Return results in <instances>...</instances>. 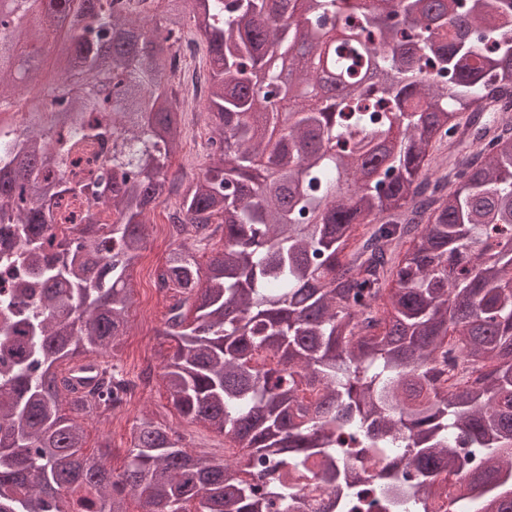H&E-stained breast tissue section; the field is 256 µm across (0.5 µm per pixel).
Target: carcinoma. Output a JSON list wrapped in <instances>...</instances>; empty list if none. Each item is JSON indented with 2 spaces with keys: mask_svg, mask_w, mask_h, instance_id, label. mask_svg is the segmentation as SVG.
Instances as JSON below:
<instances>
[{
  "mask_svg": "<svg viewBox=\"0 0 512 512\" xmlns=\"http://www.w3.org/2000/svg\"><path fill=\"white\" fill-rule=\"evenodd\" d=\"M0 0V512H512V0ZM200 37L210 164L171 236L159 335L168 399L216 460L141 415L119 473L80 417L128 387L118 360L148 214L184 128L174 60ZM61 43L50 105L23 130ZM303 49L317 72L277 82ZM387 79L363 83L366 69ZM93 181H71L74 157ZM88 223L57 224L60 199ZM100 358L75 393L62 365ZM388 456L366 479L357 459ZM456 492L448 494V482Z\"/></svg>",
  "mask_w": 512,
  "mask_h": 512,
  "instance_id": "obj_1",
  "label": "carcinoma"
}]
</instances>
